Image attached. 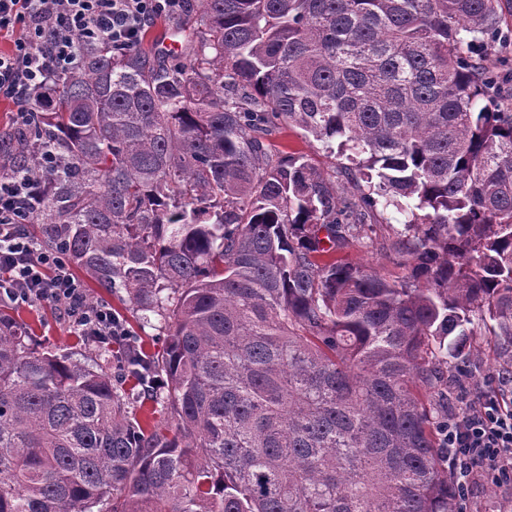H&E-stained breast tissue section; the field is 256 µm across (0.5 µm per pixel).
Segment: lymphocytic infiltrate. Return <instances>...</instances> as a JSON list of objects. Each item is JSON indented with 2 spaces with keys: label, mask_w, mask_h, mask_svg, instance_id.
Masks as SVG:
<instances>
[{
  "label": "lymphocytic infiltrate",
  "mask_w": 512,
  "mask_h": 512,
  "mask_svg": "<svg viewBox=\"0 0 512 512\" xmlns=\"http://www.w3.org/2000/svg\"><path fill=\"white\" fill-rule=\"evenodd\" d=\"M185 0H0V97L13 100L23 124L31 122L25 95L50 87L57 72L78 68L80 43L135 45L157 15H173ZM44 203L41 181L0 176V296L54 305L82 335L100 344L129 340L122 319L87 303L82 283L62 251L45 249L24 234ZM460 482L477 476L512 487V403L477 395L448 418L445 434Z\"/></svg>",
  "instance_id": "obj_1"
}]
</instances>
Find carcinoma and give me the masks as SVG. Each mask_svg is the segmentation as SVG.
<instances>
[{"mask_svg": "<svg viewBox=\"0 0 512 512\" xmlns=\"http://www.w3.org/2000/svg\"><path fill=\"white\" fill-rule=\"evenodd\" d=\"M180 49L82 44L33 128L37 243L124 291L160 354L39 351L0 302V512H457L451 373L512 367L501 0H196ZM297 126L336 184L272 150ZM401 280L336 259L377 205ZM135 385L160 389L143 425ZM269 143L275 151L305 156L332 181L336 180V184L344 179L341 177V167L349 165V162L344 157L329 154L322 143L299 128L282 127L269 137Z\"/></svg>", "mask_w": 512, "mask_h": 512, "instance_id": "1", "label": "carcinoma"}]
</instances>
